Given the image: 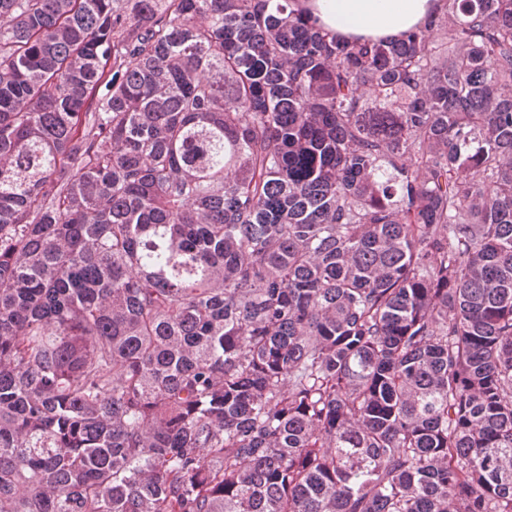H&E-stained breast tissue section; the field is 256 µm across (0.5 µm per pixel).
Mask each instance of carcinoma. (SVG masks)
<instances>
[{"instance_id":"cac0c4a2","label":"carcinoma","mask_w":512,"mask_h":512,"mask_svg":"<svg viewBox=\"0 0 512 512\" xmlns=\"http://www.w3.org/2000/svg\"><path fill=\"white\" fill-rule=\"evenodd\" d=\"M300 2L0 0V512H512V0ZM319 23L347 39L398 38L423 27L438 0H305Z\"/></svg>"}]
</instances>
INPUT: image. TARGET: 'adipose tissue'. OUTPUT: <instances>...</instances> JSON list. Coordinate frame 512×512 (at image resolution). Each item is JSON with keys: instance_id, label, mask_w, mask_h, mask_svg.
Masks as SVG:
<instances>
[{"instance_id": "adipose-tissue-1", "label": "adipose tissue", "mask_w": 512, "mask_h": 512, "mask_svg": "<svg viewBox=\"0 0 512 512\" xmlns=\"http://www.w3.org/2000/svg\"><path fill=\"white\" fill-rule=\"evenodd\" d=\"M320 24L345 38H397L424 26L439 0H304Z\"/></svg>"}]
</instances>
